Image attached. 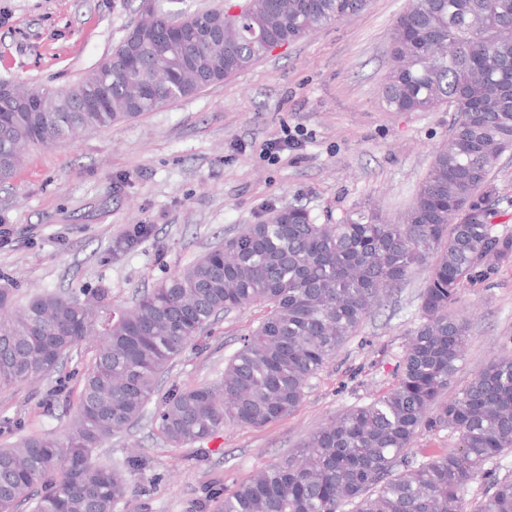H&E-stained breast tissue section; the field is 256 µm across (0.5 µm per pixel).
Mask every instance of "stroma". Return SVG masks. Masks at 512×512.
Instances as JSON below:
<instances>
[{"instance_id":"stroma-1","label":"stroma","mask_w":512,"mask_h":512,"mask_svg":"<svg viewBox=\"0 0 512 512\" xmlns=\"http://www.w3.org/2000/svg\"><path fill=\"white\" fill-rule=\"evenodd\" d=\"M409 0H369L337 24L276 49L200 93L75 140L37 146L0 185V274L18 300L38 292L100 284L116 303L278 209L299 206L313 222L378 205L400 223L451 114L390 112L381 90L390 66V29ZM140 0H0V80L60 89L114 48L138 17ZM300 132L302 144L265 157L269 141ZM494 230L512 235V152L493 171ZM147 224L135 245L125 235ZM425 271L385 306L312 378L300 406L260 428L226 424L214 437L171 447L154 422L155 404L129 430L97 449L99 461L143 465L114 512H219L225 492L287 456L346 408L369 402L397 380L408 334L420 317ZM457 313L470 320L449 392L493 356L512 353V264L464 284ZM264 315L254 307L219 318L162 379V388L213 383L240 338ZM88 351L43 380L0 390V448L64 432Z\"/></svg>"}]
</instances>
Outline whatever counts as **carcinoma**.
Instances as JSON below:
<instances>
[{"instance_id":"carcinoma-1","label":"carcinoma","mask_w":512,"mask_h":512,"mask_svg":"<svg viewBox=\"0 0 512 512\" xmlns=\"http://www.w3.org/2000/svg\"><path fill=\"white\" fill-rule=\"evenodd\" d=\"M224 8L174 17L157 11L77 83L61 90L13 84L0 95V182L34 145L67 142L197 94L263 57L256 22L290 43L362 11L367 0H249L238 19ZM224 27V42L192 38ZM383 90L390 112L453 113L448 142L399 224L369 205L337 224H316L295 206L246 224L156 282L129 307L99 285L37 294L19 305L0 288V387L59 371L91 351L77 408L63 434L0 448V512H114L126 471L93 453L138 421L158 398L156 421L174 448L233 423L263 427L294 412L309 380L354 335L383 296L428 271L420 319L397 381L310 433L285 458L224 494L220 512H465L485 465L512 451V356L489 360L451 398L442 395L462 360L470 320L451 311L464 282L512 258V235L491 223V173L512 151V0H410L391 32ZM208 78L188 80L184 66ZM41 95L46 112H16L15 97ZM267 313L240 339L221 379L173 385L161 377L224 313ZM424 429L457 435L455 447L421 461L408 451ZM403 467L399 472L396 467ZM470 512H512V480L487 483Z\"/></svg>"}]
</instances>
